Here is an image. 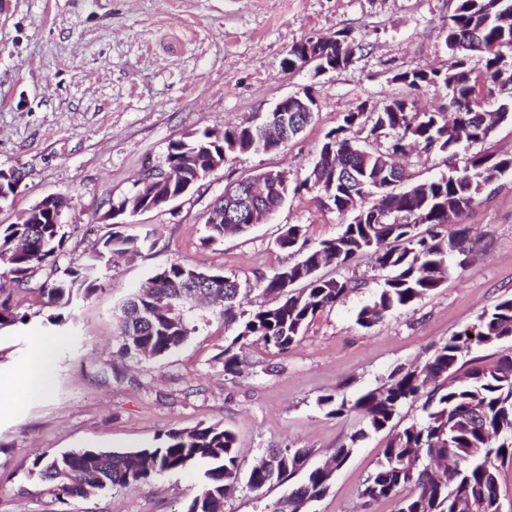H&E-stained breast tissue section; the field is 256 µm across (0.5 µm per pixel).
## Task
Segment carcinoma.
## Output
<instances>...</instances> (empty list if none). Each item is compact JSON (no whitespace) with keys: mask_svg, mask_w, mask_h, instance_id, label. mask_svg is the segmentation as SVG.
I'll use <instances>...</instances> for the list:
<instances>
[{"mask_svg":"<svg viewBox=\"0 0 512 512\" xmlns=\"http://www.w3.org/2000/svg\"><path fill=\"white\" fill-rule=\"evenodd\" d=\"M309 38L293 46L288 67L303 63ZM453 61L448 68H415L395 75L413 91L443 86L451 92V119L436 112H415L405 97L386 112H348L343 125L327 134L308 175L295 187L280 171L246 177L213 203L207 221L208 244L266 223L285 203L291 190H318L341 215L352 221L334 239L325 240L303 258L259 282L273 296L269 305L244 309L247 295L239 284L218 272L189 264L158 269L121 306L120 335L127 355L159 357L181 345L191 333L190 314L214 306V314L236 330L224 348V371L241 367L238 350L254 341L283 353L325 308L336 304L347 284L325 278L319 270L329 263L348 266L371 253L382 269L395 271L372 303L357 314L369 328L393 309L412 306L440 288L448 277V259L464 265L472 252L466 232L453 229V218L473 206L494 174L512 172V156L476 153L461 168L454 159L462 141H485L501 123L512 120V86L497 83L509 66L503 50L512 49V0H457L445 38ZM484 56L485 70L472 76L467 54ZM498 92L497 106L485 104L480 84ZM312 120L310 112H268L261 122L241 129H205L171 143L165 166L174 178L151 182L118 200L104 214L111 230L99 248L81 262L31 287L35 273L47 266L59 271L66 239L55 223L66 201L48 196L17 217L0 224V331L26 321L14 300L17 293L35 290L48 308L65 309L100 287L102 267L118 255H139L154 246L149 237L128 233L129 218L164 207L188 193L208 176L213 159L235 152H271L299 134ZM369 127L377 146L356 144L358 131ZM420 146L445 157L448 173L404 185L405 171L391 157ZM379 196L371 209L361 207L367 196ZM304 235L290 224L279 238L282 248L295 247ZM512 340V298L500 300L477 319L473 336L463 331L434 346L421 366L397 367L378 388L349 402L340 394L319 399L329 414L356 411L364 427L335 448L302 482L288 488L270 512H299L321 499L350 458L358 442L371 432H388L381 457L363 484L368 500L395 499L396 512H501L496 461L512 457V354L493 365H475L467 380L453 378L458 362L473 344L499 346ZM421 403L422 416L402 427L394 424L406 405ZM309 457L305 448H270L247 473V487L262 492L284 485ZM207 465L196 496L184 512H224V499L239 484L241 466L235 432L223 425L172 429L152 446L134 452L72 448L35 461L39 475L55 484L59 495L89 498L114 487L129 488L169 472ZM408 493L401 494L402 490Z\"/></svg>","mask_w":512,"mask_h":512,"instance_id":"cac0c4a2","label":"carcinoma"}]
</instances>
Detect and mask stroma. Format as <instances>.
Wrapping results in <instances>:
<instances>
[{
  "label": "stroma",
  "mask_w": 512,
  "mask_h": 512,
  "mask_svg": "<svg viewBox=\"0 0 512 512\" xmlns=\"http://www.w3.org/2000/svg\"><path fill=\"white\" fill-rule=\"evenodd\" d=\"M456 0H0V169L19 171L17 193L0 201V224L47 196L66 199V253L81 261L110 227L112 201L163 164L169 144L205 128L247 127L283 98L310 91L314 118L278 151L231 155L174 203L134 217L129 231L155 245L133 259L113 257L101 287L79 300L63 327L48 323L37 294L22 296L27 321L0 335V378L25 364L34 337L57 339L51 390L0 419V512H182L201 482L195 466L135 488L60 501L35 460L70 448L130 451L174 428L219 423L233 429L243 470L269 448H307L321 463L361 427L351 412L328 415L322 396L356 398L398 366L423 364L430 349L472 326L512 296V173L498 176L454 221L475 244L465 266L412 307L365 328L357 313L388 273L371 256L326 276L351 284L319 313L288 352L254 342L241 374L224 371L234 327L193 314L188 339L154 359L119 351L122 302L161 267L192 264L235 279L250 308L270 303L261 279L295 263L305 249L336 238L347 219L317 190L289 194L265 224L207 243V212L227 184L266 170L303 180L326 135L361 102L408 95L420 112H444L442 87L408 92L393 80L416 67L447 68L448 17ZM344 31L361 44L340 71L288 68L290 49ZM302 225L306 248H283L284 227ZM386 434L360 442L330 491L308 512H396L393 500L365 501L363 483Z\"/></svg>",
  "instance_id": "1"
}]
</instances>
